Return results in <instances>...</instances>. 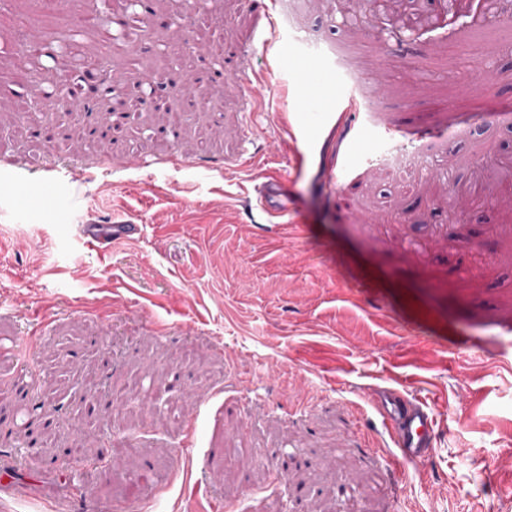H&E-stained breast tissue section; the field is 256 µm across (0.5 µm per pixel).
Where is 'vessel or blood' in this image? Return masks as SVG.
I'll return each mask as SVG.
<instances>
[{
    "label": "vessel or blood",
    "instance_id": "obj_1",
    "mask_svg": "<svg viewBox=\"0 0 512 512\" xmlns=\"http://www.w3.org/2000/svg\"><path fill=\"white\" fill-rule=\"evenodd\" d=\"M334 82L340 88L335 98L329 99L323 111H314L311 103L301 96H292L291 102L301 114L299 125L288 127L287 134L294 145L306 143L309 130H325L336 134L343 147L336 152L337 167H344L346 151L350 148L366 149L371 147L373 139L395 138L398 130L386 127L378 131L376 138H361L356 134L357 120L362 104L354 92L342 85L340 74H333ZM257 198L264 208H271L274 200L286 196V184L276 176L267 178L256 189ZM142 225L128 221H116L110 224H79L75 234L84 243L101 249L108 248L113 242L141 234ZM382 417L384 426L390 431L393 442L401 457L407 461H418L432 449L435 419L432 411L424 404L409 399L397 390H374L368 395Z\"/></svg>",
    "mask_w": 512,
    "mask_h": 512
}]
</instances>
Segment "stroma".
Returning a JSON list of instances; mask_svg holds the SVG:
<instances>
[{"label":"stroma","instance_id":"35a3bbf8","mask_svg":"<svg viewBox=\"0 0 512 512\" xmlns=\"http://www.w3.org/2000/svg\"><path fill=\"white\" fill-rule=\"evenodd\" d=\"M152 7L162 27L101 48L116 95L164 71L192 97L190 50L236 69L237 88L185 112L175 137L152 112L137 140L91 150L0 136V512H121L124 479L145 470L138 512H284L292 495L300 512H512V353L497 354L512 343V0L423 36L425 0L355 27L346 0H301L336 52L297 71L260 54L280 0H206L214 54L186 7ZM90 12L126 16L117 0H55L48 21L42 0H0V98L42 80L11 65L22 43L58 52ZM342 57L362 123L432 132L403 185L385 187L368 153L337 173L332 141L298 158L285 134L282 93L335 96L321 72ZM482 74L498 81L478 97ZM272 173L288 179L280 220L254 205ZM88 220L145 230L105 253L75 237ZM132 373L152 381L151 406L112 398ZM378 385L428 404L429 457L401 459L366 399ZM92 396L112 400L93 426ZM35 404L55 437L30 458ZM76 445L98 465L60 470Z\"/></svg>","mask_w":512,"mask_h":512}]
</instances>
